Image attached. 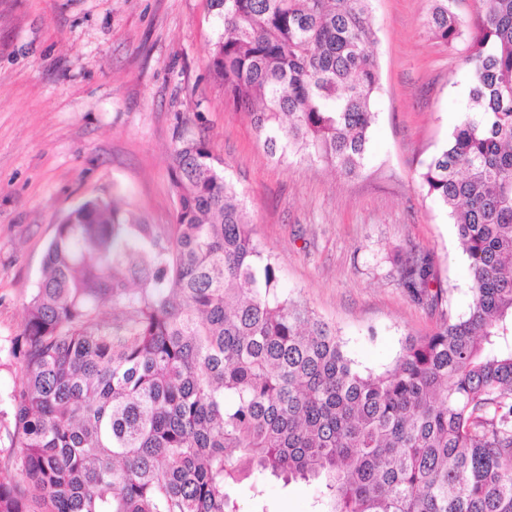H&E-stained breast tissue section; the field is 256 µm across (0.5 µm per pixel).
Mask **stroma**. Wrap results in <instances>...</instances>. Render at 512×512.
Here are the masks:
<instances>
[{
  "instance_id": "stroma-1",
  "label": "stroma",
  "mask_w": 512,
  "mask_h": 512,
  "mask_svg": "<svg viewBox=\"0 0 512 512\" xmlns=\"http://www.w3.org/2000/svg\"><path fill=\"white\" fill-rule=\"evenodd\" d=\"M430 0H371L381 90L363 171L271 157L210 69V0H0V396L59 221L82 201L118 199L167 230L177 125L202 130L245 196V217L279 259L294 298L336 326L360 369L392 362L437 314L413 300L399 263L433 253L452 314L471 300L456 229L418 172L467 104L466 39L423 27ZM268 512H312L304 483L260 479Z\"/></svg>"
}]
</instances>
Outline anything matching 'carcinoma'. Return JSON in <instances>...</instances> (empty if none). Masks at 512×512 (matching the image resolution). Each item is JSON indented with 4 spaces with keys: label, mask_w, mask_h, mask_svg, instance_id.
<instances>
[{
    "label": "carcinoma",
    "mask_w": 512,
    "mask_h": 512,
    "mask_svg": "<svg viewBox=\"0 0 512 512\" xmlns=\"http://www.w3.org/2000/svg\"><path fill=\"white\" fill-rule=\"evenodd\" d=\"M370 2L210 0L225 104L272 154L364 168ZM424 26L452 46L465 21L431 0ZM468 63V110L419 172L466 255V314L432 289L433 256L412 257L403 285L439 319L360 370L181 126L168 233L98 197L56 225L0 409V512H239L226 485L254 474L316 484L313 512H512V0H480Z\"/></svg>",
    "instance_id": "carcinoma-1"
}]
</instances>
